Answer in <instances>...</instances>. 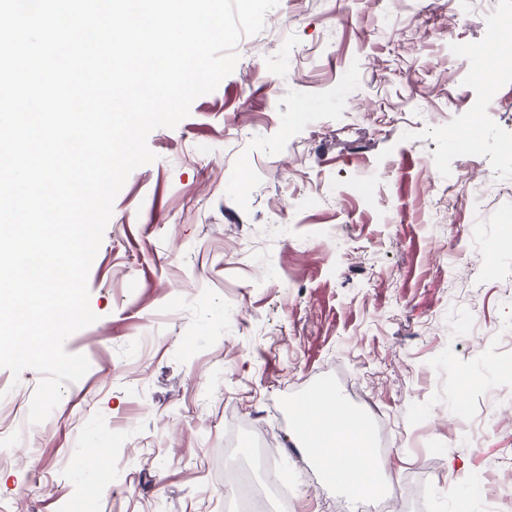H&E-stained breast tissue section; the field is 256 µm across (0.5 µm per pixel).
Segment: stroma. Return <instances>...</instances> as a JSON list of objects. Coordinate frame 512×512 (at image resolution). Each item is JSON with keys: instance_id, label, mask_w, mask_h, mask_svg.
<instances>
[{"instance_id": "stroma-1", "label": "stroma", "mask_w": 512, "mask_h": 512, "mask_svg": "<svg viewBox=\"0 0 512 512\" xmlns=\"http://www.w3.org/2000/svg\"><path fill=\"white\" fill-rule=\"evenodd\" d=\"M494 12L512 0H279L240 38L114 200L98 319L65 342L89 371L33 425L40 373L0 368V512H226L225 457L261 481L265 443L293 512H346L293 440L327 382L384 418L400 512H480L512 474V76L486 88L457 50ZM84 448L99 465L72 466Z\"/></svg>"}]
</instances>
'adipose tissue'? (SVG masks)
<instances>
[{
    "instance_id": "ef3b65f1",
    "label": "adipose tissue",
    "mask_w": 512,
    "mask_h": 512,
    "mask_svg": "<svg viewBox=\"0 0 512 512\" xmlns=\"http://www.w3.org/2000/svg\"><path fill=\"white\" fill-rule=\"evenodd\" d=\"M318 399L315 405L301 403L297 430L309 437H322L321 458L328 479L346 490L352 500L366 502L380 483L368 424L349 409L338 391L322 392Z\"/></svg>"
}]
</instances>
